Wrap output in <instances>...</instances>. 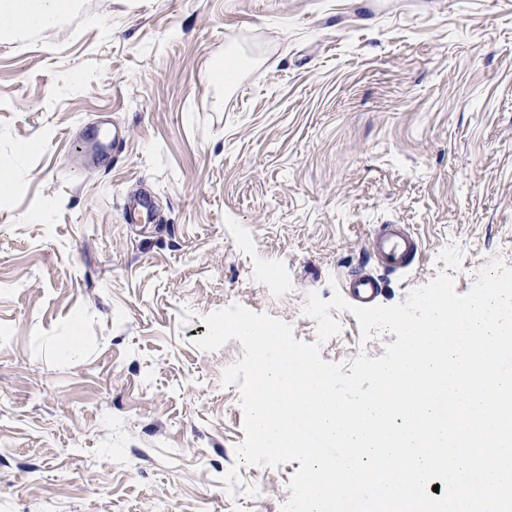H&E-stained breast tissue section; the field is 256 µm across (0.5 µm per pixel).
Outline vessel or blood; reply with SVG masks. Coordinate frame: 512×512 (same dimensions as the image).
<instances>
[{
  "instance_id": "obj_1",
  "label": "vessel or blood",
  "mask_w": 512,
  "mask_h": 512,
  "mask_svg": "<svg viewBox=\"0 0 512 512\" xmlns=\"http://www.w3.org/2000/svg\"><path fill=\"white\" fill-rule=\"evenodd\" d=\"M87 144L97 156H104L119 144L120 139L108 132L89 126L85 130ZM366 252L372 268H362L344 274L341 285L359 305L374 301L382 275L403 274L422 254L419 236L406 224H377L367 236Z\"/></svg>"
}]
</instances>
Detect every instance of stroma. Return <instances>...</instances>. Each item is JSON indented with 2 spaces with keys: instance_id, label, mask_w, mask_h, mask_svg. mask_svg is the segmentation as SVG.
Instances as JSON below:
<instances>
[{
  "instance_id": "35a3bbf8",
  "label": "stroma",
  "mask_w": 512,
  "mask_h": 512,
  "mask_svg": "<svg viewBox=\"0 0 512 512\" xmlns=\"http://www.w3.org/2000/svg\"><path fill=\"white\" fill-rule=\"evenodd\" d=\"M92 121L125 132L94 166ZM1 158L0 512H282L300 464L237 465L243 348H198L202 318L238 303L318 342L306 296L376 224L423 241L383 305L512 267V0H77L0 38ZM332 316L323 360L395 340Z\"/></svg>"
}]
</instances>
